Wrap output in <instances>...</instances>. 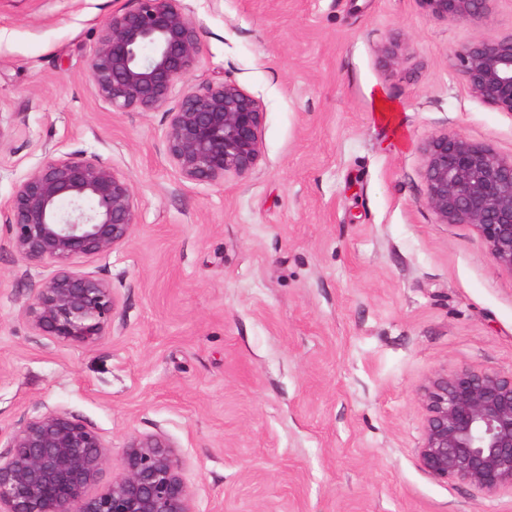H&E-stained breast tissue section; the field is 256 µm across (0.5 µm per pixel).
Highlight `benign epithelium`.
<instances>
[{"label": "benign epithelium", "mask_w": 512, "mask_h": 512, "mask_svg": "<svg viewBox=\"0 0 512 512\" xmlns=\"http://www.w3.org/2000/svg\"><path fill=\"white\" fill-rule=\"evenodd\" d=\"M420 2L432 16L459 22L486 18L493 0ZM198 53L183 0H132L104 20L88 78L113 110L154 112L190 76ZM453 66L480 101L512 112V32L454 51ZM168 116L166 150L185 180L222 184L258 166L264 112L236 83L190 89ZM424 175V203L439 222L474 225L494 262L512 272V160L442 134L428 143ZM138 208L127 179L98 156H50L18 182L0 204L10 247L23 262L52 268L22 309L32 330L84 347L112 331L118 296L85 265L129 241ZM424 401V469L487 495L512 490V373L440 375L424 389ZM108 447L93 427L64 412L20 423L0 454V512H192L179 462L159 436L130 437L120 476L89 494Z\"/></svg>", "instance_id": "1"}]
</instances>
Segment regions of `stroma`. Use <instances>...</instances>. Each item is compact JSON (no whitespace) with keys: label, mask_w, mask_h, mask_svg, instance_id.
Instances as JSON below:
<instances>
[{"label":"stroma","mask_w":512,"mask_h":512,"mask_svg":"<svg viewBox=\"0 0 512 512\" xmlns=\"http://www.w3.org/2000/svg\"><path fill=\"white\" fill-rule=\"evenodd\" d=\"M199 56L166 108L117 112L88 79L102 22L130 0H0V201L47 157L99 156L139 201L129 242L87 271L119 298L95 346L34 332L48 267L0 222V432L46 410L109 444L172 447L194 512H512L421 465L423 390L512 372V272L470 224L424 204L425 148L460 135L512 158V114L470 92L455 49L512 32L420 0H183ZM227 79L264 111L262 160L185 181L163 139L184 92ZM392 106L381 121L377 98Z\"/></svg>","instance_id":"obj_1"}]
</instances>
